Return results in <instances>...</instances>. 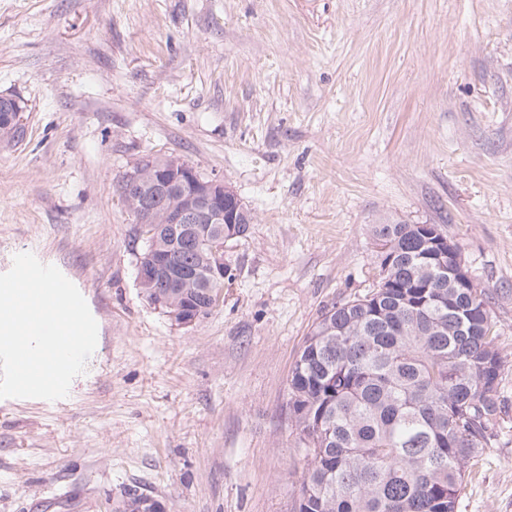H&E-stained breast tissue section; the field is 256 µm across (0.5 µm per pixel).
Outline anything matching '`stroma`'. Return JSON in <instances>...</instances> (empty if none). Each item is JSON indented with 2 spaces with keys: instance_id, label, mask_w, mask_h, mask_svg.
I'll use <instances>...</instances> for the list:
<instances>
[{
  "instance_id": "stroma-1",
  "label": "stroma",
  "mask_w": 512,
  "mask_h": 512,
  "mask_svg": "<svg viewBox=\"0 0 512 512\" xmlns=\"http://www.w3.org/2000/svg\"><path fill=\"white\" fill-rule=\"evenodd\" d=\"M0 273L33 253L97 322L66 397L0 399V512H294L288 378L375 281V224H438L485 290L503 371L457 512H512V0H0ZM223 177L256 221L181 328L137 280L119 183ZM4 100L0 95V137L1 140L12 136L17 129L23 125L22 112L26 111V108L21 106V103L16 101L14 104L5 103L1 105V101Z\"/></svg>"
}]
</instances>
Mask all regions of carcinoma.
Segmentation results:
<instances>
[{
  "label": "carcinoma",
  "mask_w": 512,
  "mask_h": 512,
  "mask_svg": "<svg viewBox=\"0 0 512 512\" xmlns=\"http://www.w3.org/2000/svg\"><path fill=\"white\" fill-rule=\"evenodd\" d=\"M436 232L373 225V288L306 337L289 379L309 450L296 512H456L466 465L490 443L503 364L486 293L419 274ZM207 249L177 260L201 269Z\"/></svg>",
  "instance_id": "obj_1"
}]
</instances>
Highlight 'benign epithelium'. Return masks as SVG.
Masks as SVG:
<instances>
[{
    "label": "benign epithelium",
    "mask_w": 512,
    "mask_h": 512,
    "mask_svg": "<svg viewBox=\"0 0 512 512\" xmlns=\"http://www.w3.org/2000/svg\"><path fill=\"white\" fill-rule=\"evenodd\" d=\"M20 102L0 104V137L12 136L23 125ZM171 197L174 204L165 213V223H155L156 202ZM140 222L152 224L150 248L139 257L137 278L140 287L164 288L156 305L178 327H190L201 318L206 307L214 306L211 288L199 287L200 276L208 284L224 281V225L244 224L250 211L224 179L204 177L192 165L170 159L165 175L149 181L148 189L139 195ZM209 237L208 256L203 274L190 271L171 262L174 249H183ZM448 279L454 288L475 284L471 272L460 263Z\"/></svg>",
    "instance_id": "obj_1"
}]
</instances>
